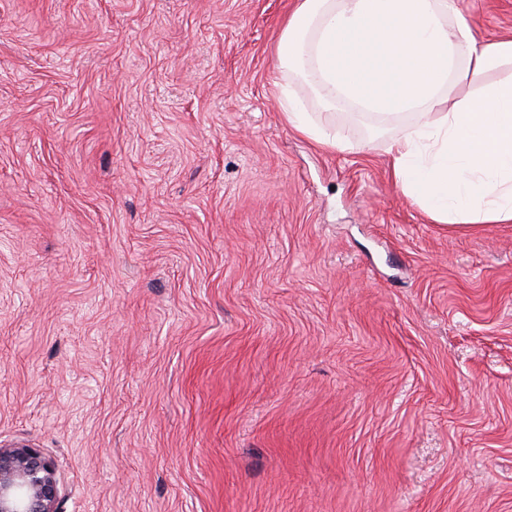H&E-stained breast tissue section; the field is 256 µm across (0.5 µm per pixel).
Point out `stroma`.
<instances>
[{"label":"stroma","instance_id":"35a3bbf8","mask_svg":"<svg viewBox=\"0 0 512 512\" xmlns=\"http://www.w3.org/2000/svg\"><path fill=\"white\" fill-rule=\"evenodd\" d=\"M295 0H0V442L59 512H512V223L292 128ZM512 38V0H460Z\"/></svg>","mask_w":512,"mask_h":512}]
</instances>
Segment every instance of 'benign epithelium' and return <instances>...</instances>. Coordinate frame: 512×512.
<instances>
[{"mask_svg":"<svg viewBox=\"0 0 512 512\" xmlns=\"http://www.w3.org/2000/svg\"><path fill=\"white\" fill-rule=\"evenodd\" d=\"M55 460L26 444L0 443V512H59Z\"/></svg>","mask_w":512,"mask_h":512,"instance_id":"benign-epithelium-1","label":"benign epithelium"}]
</instances>
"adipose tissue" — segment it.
<instances>
[{
    "label": "adipose tissue",
    "instance_id": "adipose-tissue-1",
    "mask_svg": "<svg viewBox=\"0 0 512 512\" xmlns=\"http://www.w3.org/2000/svg\"><path fill=\"white\" fill-rule=\"evenodd\" d=\"M278 57L323 108L417 112L388 152L396 183L433 222L512 223V38L478 39L459 0H298ZM280 107L322 147L348 148L294 92Z\"/></svg>",
    "mask_w": 512,
    "mask_h": 512
}]
</instances>
